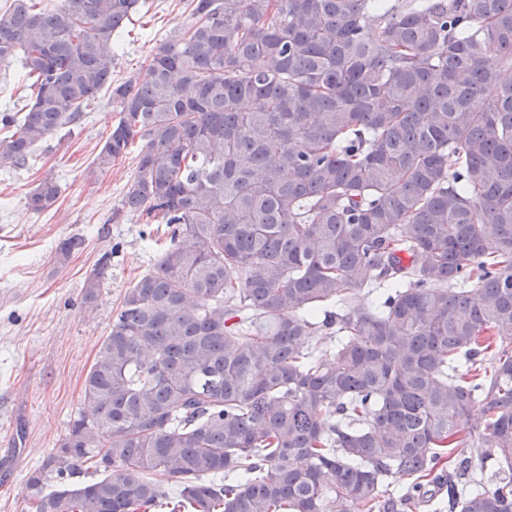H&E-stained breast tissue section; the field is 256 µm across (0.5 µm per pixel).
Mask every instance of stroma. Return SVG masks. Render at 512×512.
Returning <instances> with one entry per match:
<instances>
[{"label":"stroma","instance_id":"1","mask_svg":"<svg viewBox=\"0 0 512 512\" xmlns=\"http://www.w3.org/2000/svg\"><path fill=\"white\" fill-rule=\"evenodd\" d=\"M191 21L186 0H149L126 26L114 77L143 76L156 42ZM117 118L115 105L100 97L81 127L56 132L28 167L0 169V512H28V474L85 409L84 379L113 312L169 242L168 227L151 230L121 208L134 157L106 171L94 162ZM47 177L62 194L51 210L32 212L27 196ZM71 237L82 246L61 255L60 242ZM103 257L105 285L85 304L83 283Z\"/></svg>","mask_w":512,"mask_h":512}]
</instances>
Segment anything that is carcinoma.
I'll return each mask as SVG.
<instances>
[{
  "label": "carcinoma",
  "mask_w": 512,
  "mask_h": 512,
  "mask_svg": "<svg viewBox=\"0 0 512 512\" xmlns=\"http://www.w3.org/2000/svg\"><path fill=\"white\" fill-rule=\"evenodd\" d=\"M143 5L0 7L30 91L0 113V168L104 93L97 167L139 144L122 206L175 225L113 315L90 413L29 473L31 512H408L445 473L448 512H512V0H189L114 82ZM60 195L45 178L28 207ZM475 439L488 487L457 452ZM88 463L104 476L81 483Z\"/></svg>",
  "instance_id": "cac0c4a2"
}]
</instances>
